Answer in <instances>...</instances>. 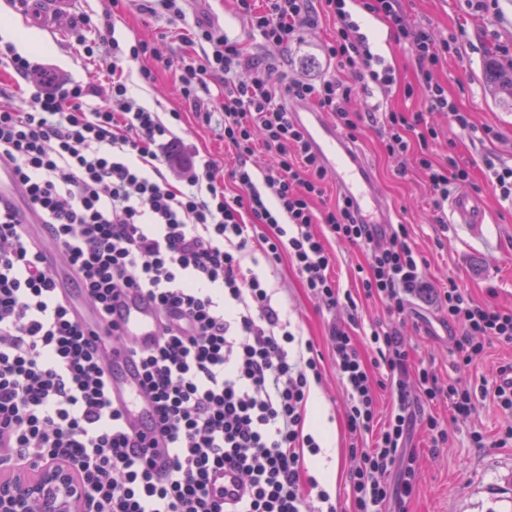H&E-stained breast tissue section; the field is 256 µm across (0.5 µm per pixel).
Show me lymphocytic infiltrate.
<instances>
[{
  "label": "lymphocytic infiltrate",
  "instance_id": "f902f5d3",
  "mask_svg": "<svg viewBox=\"0 0 512 512\" xmlns=\"http://www.w3.org/2000/svg\"><path fill=\"white\" fill-rule=\"evenodd\" d=\"M336 31L326 45L337 77L311 81L276 70L210 25L183 41L194 54L175 77L190 105L218 86L220 136L239 160L228 178L215 161H198L173 131L180 112L162 120L129 95L123 65L155 56L142 40L111 37L108 99L100 88L58 74L0 45V68L29 86L20 97L0 95V162L12 166L26 199L42 216L85 297L104 316L125 298L152 300L161 333L150 350L137 351L120 327L116 348L136 353L144 397L158 421L151 439L128 426L107 397L111 365L94 349L57 292L37 243L11 213L0 210V465L24 469L62 460L86 490V512H337L320 490L306 458L320 443L308 425L312 385L322 384L313 341L283 321L265 280L244 264L260 252L268 266L290 261L307 293L334 314L326 342L343 388V416L351 461L346 476L351 512H405L417 489L415 426L433 448L450 438L424 406L447 403L466 420L491 398L512 416V362L496 369L494 385L442 380L417 360L402 331L409 303L417 301L458 327L452 353L469 366L487 347L512 348V308L474 301L455 279L438 283L410 244L405 224H361L345 199L314 211L328 171L288 108L308 102L332 114L346 138L357 140L364 117L354 108L363 84L389 92L396 71L371 48L346 0H321ZM388 21L395 41L414 59L421 110H382L385 154L415 153L435 203L469 182L467 165L431 158L438 132L432 114L447 115L462 131L476 128L449 99L434 66L447 43H436L406 18L400 0H360ZM252 31L285 48L318 23L309 0H235ZM272 159L261 170L249 160L257 145ZM189 175L175 186L165 169ZM237 189L224 192L225 181ZM251 223H244L243 213ZM364 249L357 266L360 294L340 288L330 274L327 240ZM381 301L389 323L361 333L362 300ZM392 407L380 417L378 390ZM376 433L373 446L364 437ZM235 469L246 494L228 504L210 481Z\"/></svg>",
  "mask_w": 512,
  "mask_h": 512
}]
</instances>
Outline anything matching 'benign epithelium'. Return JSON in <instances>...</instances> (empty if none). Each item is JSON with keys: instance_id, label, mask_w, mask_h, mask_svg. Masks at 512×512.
<instances>
[{"instance_id": "1", "label": "benign epithelium", "mask_w": 512, "mask_h": 512, "mask_svg": "<svg viewBox=\"0 0 512 512\" xmlns=\"http://www.w3.org/2000/svg\"><path fill=\"white\" fill-rule=\"evenodd\" d=\"M83 485L64 461L0 469V512H85Z\"/></svg>"}]
</instances>
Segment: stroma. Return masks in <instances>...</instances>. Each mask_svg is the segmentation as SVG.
I'll return each mask as SVG.
<instances>
[{"label": "stroma", "instance_id": "obj_1", "mask_svg": "<svg viewBox=\"0 0 512 512\" xmlns=\"http://www.w3.org/2000/svg\"><path fill=\"white\" fill-rule=\"evenodd\" d=\"M402 4L411 22L427 28L434 40L449 41L450 49L440 55L436 72L459 111L469 113L477 127L496 132L494 138L474 144L446 116L436 114L431 118L439 132L432 147L435 159L442 162L452 155L469 164L473 183L487 201L488 224L478 232L456 224L440 230L433 222L431 190L415 162H408L406 175H398L397 161L384 154L380 137L371 127L363 129L356 147L369 162L378 191L389 199L396 223L410 225L411 242L428 261V276L438 281L455 278L468 288L476 302L512 308V202L503 200L483 176L485 157L512 164V106L491 96L483 70L489 54H496L503 61L512 57V0H490L484 9L475 8L470 0H402ZM108 5V0H83L78 12L65 20L67 36L60 41L40 25L22 0H0V39L10 40L13 28L26 29L37 44L35 57L85 81L94 77L95 69L77 54L73 38L82 34L96 39V32L85 25L84 19L100 14ZM357 17L376 52L396 70L398 83L386 95L377 91L362 94L355 103L356 109L368 111L384 101L399 111L418 110L419 101L405 98L403 93L405 84L415 80L410 53L395 43L383 17L362 11ZM198 22L229 26L231 34L241 35L248 51L277 62L288 60L291 71L313 78L336 73L335 66L323 56L324 44L334 35L331 18H324L316 28L305 31L301 41L286 53L275 45L264 44L253 33L242 32L243 22L232 0H189L185 23ZM180 25L166 17L129 9L118 17L115 36L120 42L139 38L158 53L148 62L156 81L143 82L133 69L128 74V87L140 104L157 110L161 119H168L171 110H181L183 118L175 124V133L199 151L201 158H212L227 171L234 160L225 154L224 143L218 138V122L204 123L186 107L173 80L186 51L173 36ZM257 271L271 289L282 318L290 321L292 330L311 339L325 356L330 315L306 293L296 269L284 262L274 268L262 264ZM403 331L416 358L432 363L445 379L491 382L497 366L512 360V349L494 345L471 367L455 368L446 328L434 310L418 304L408 312ZM323 366L324 384L312 386L309 402L316 411V435L323 444L315 458L316 476L321 486L345 507L349 504L345 477L350 462L344 447L342 388L331 360L325 357ZM432 412L445 422L454 443L447 451L434 453L428 436L422 429H415L413 443L420 463L418 490L408 503L407 512H512V446L475 448L469 440L470 431L475 429L496 434L506 425V417L488 400L466 422L451 423L444 405L433 406Z\"/></svg>", "mask_w": 512, "mask_h": 512}]
</instances>
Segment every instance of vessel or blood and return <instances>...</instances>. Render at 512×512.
<instances>
[{
	"label": "vessel or blood",
	"mask_w": 512,
	"mask_h": 512,
	"mask_svg": "<svg viewBox=\"0 0 512 512\" xmlns=\"http://www.w3.org/2000/svg\"><path fill=\"white\" fill-rule=\"evenodd\" d=\"M43 16L48 25L71 16L78 8L79 0H42ZM297 121L304 127L307 135L324 165L336 182L342 196L348 199L363 224H389L392 215L384 200L376 193L373 176L363 157L351 141L342 136L334 123L325 113L313 106L302 103L293 109ZM21 190L16 176L10 167L0 164V206L13 205L17 219L24 224L29 235L38 240L46 258L57 255V247L51 240L42 238V220L39 213L19 200ZM448 221L478 228L488 221L486 202L478 195L466 190L455 191L448 199ZM59 291L65 294L75 320L80 323L93 344H100L111 337L112 330L107 322L101 320L96 308L84 297L71 293L68 274L56 275ZM120 325L139 349L146 350L154 346L160 328L156 308L145 301L129 303ZM110 396L112 402L121 407L129 424L144 428L157 416L154 405L142 396L141 372L132 356L124 350H116L111 358ZM217 486L223 488L225 500L241 496L244 487L238 473L233 468L214 477Z\"/></svg>",
	"instance_id": "b4317fda"
}]
</instances>
